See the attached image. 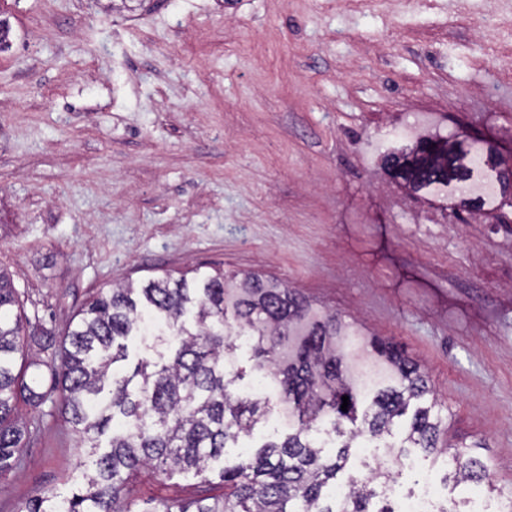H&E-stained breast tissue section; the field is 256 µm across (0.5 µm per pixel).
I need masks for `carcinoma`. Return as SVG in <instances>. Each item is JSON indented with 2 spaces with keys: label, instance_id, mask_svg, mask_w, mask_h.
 <instances>
[{
  "label": "carcinoma",
  "instance_id": "obj_1",
  "mask_svg": "<svg viewBox=\"0 0 512 512\" xmlns=\"http://www.w3.org/2000/svg\"><path fill=\"white\" fill-rule=\"evenodd\" d=\"M386 163L420 187L446 189L470 176L462 165L448 163L446 139L423 138L407 154L387 155ZM136 291L148 310L138 309ZM18 305L10 275L0 270V478L22 463L33 435L18 401L37 410L51 398L36 374H28L44 362L25 355L22 317L11 316ZM230 309L234 332L224 328ZM147 314L164 325V339L127 374L117 369L128 358L123 340L144 335ZM337 323L334 315L311 317L302 297L249 273L229 277L217 270L192 280L166 273L138 289L127 283L100 291L73 314L57 359L48 365L59 391L56 407L78 435L91 473L70 496L39 494L20 512H139L134 487L141 468L165 476L190 474L208 489L218 461L220 494L163 499L152 512H394L370 507L375 484L395 479L385 460H377L364 479L348 477L340 501L336 478L362 440L383 439L408 414L404 437L398 445L384 444L385 455L406 448L446 454L452 470L445 480L495 490L489 466L464 445L438 447L442 417L434 405H421L427 381L397 345L381 343L379 352L396 368L400 386L378 393L358 411L341 361L329 347ZM242 334L254 339L257 366L278 380L299 427L281 442L226 462L224 449L252 432L264 405L229 390L242 373L226 367L224 358L233 356ZM344 396L349 397L345 411ZM318 421L338 442L331 454L313 437Z\"/></svg>",
  "mask_w": 512,
  "mask_h": 512
}]
</instances>
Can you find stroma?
Returning <instances> with one entry per match:
<instances>
[{
  "label": "stroma",
  "mask_w": 512,
  "mask_h": 512,
  "mask_svg": "<svg viewBox=\"0 0 512 512\" xmlns=\"http://www.w3.org/2000/svg\"><path fill=\"white\" fill-rule=\"evenodd\" d=\"M0 267L47 367L100 289L185 270L259 272L336 315L385 367L397 344L424 373L449 443L476 446L512 496V208L436 192L385 164L426 119L481 174L512 167V0H0ZM466 127L471 140L456 139ZM279 389L246 446L298 425ZM0 512L83 481L53 403ZM403 490L447 456L410 449ZM196 481L150 468L140 502Z\"/></svg>",
  "instance_id": "obj_1"
}]
</instances>
